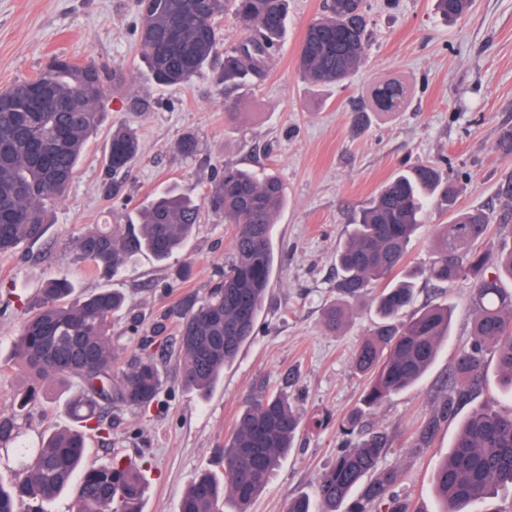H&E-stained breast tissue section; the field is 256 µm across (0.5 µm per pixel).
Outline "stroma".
<instances>
[{"label": "stroma", "mask_w": 512, "mask_h": 512, "mask_svg": "<svg viewBox=\"0 0 512 512\" xmlns=\"http://www.w3.org/2000/svg\"><path fill=\"white\" fill-rule=\"evenodd\" d=\"M134 0H0V89L33 76L54 55L108 65L120 82L107 87L101 125L91 138L62 197L49 208L44 239L0 253V411L22 408L19 445L36 448L44 436L71 427L65 404L76 380L50 385L47 397L21 405L31 376L13 359V341L25 306L51 277L68 278L76 294L115 288L126 309L112 324L124 351L152 354L163 378L157 400L145 409L108 402L89 431L85 467L112 458L141 464L147 487L141 512H178L199 473H222L217 450L233 432L250 397L281 393L303 412L295 446L282 460L249 512H285L290 499L314 495L322 471L336 460L339 423L367 387L352 360L377 320L371 296L350 305L337 334L321 327L324 308L340 298L336 249L360 210L392 175L422 161H443L457 187V206L491 217L485 246L512 247V153L500 147L512 132V0H474L456 22L442 19L433 0H369L368 59L344 85L318 88L297 71V53L323 0H288L283 38L257 85L225 94L213 59L191 83L160 87L149 78L136 44ZM385 81L402 83V111L374 110L371 93ZM367 110L356 127L353 115ZM134 131L140 153L129 172L112 173L106 146L117 126ZM194 135L198 151L183 156L177 144ZM269 171L281 179L288 203L278 217L276 265L256 332L225 367L207 396L184 387L175 322L168 313L185 297L205 296L231 253L235 229L203 211L177 261L143 255L107 279L89 271L76 248L91 226L126 223L156 193L177 188L202 197L224 165ZM448 216L429 207L412 238L407 264L416 274L414 308L451 307L449 336L433 365L414 384L365 413L361 435L383 433L379 467L396 475L395 489L408 512H436L433 473L459 425L482 405L512 410L497 384L494 356H486L471 399L443 416L448 376L470 343L474 314L471 280L427 278L435 235ZM193 267L175 284L177 262ZM163 333H156V326ZM428 440H421L422 431Z\"/></svg>", "instance_id": "35a3bbf8"}]
</instances>
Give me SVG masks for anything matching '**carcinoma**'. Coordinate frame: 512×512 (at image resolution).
Listing matches in <instances>:
<instances>
[{"instance_id":"carcinoma-1","label":"carcinoma","mask_w":512,"mask_h":512,"mask_svg":"<svg viewBox=\"0 0 512 512\" xmlns=\"http://www.w3.org/2000/svg\"><path fill=\"white\" fill-rule=\"evenodd\" d=\"M134 4L138 51L156 84L189 83L222 50L219 83L226 92L265 77L288 13V0H212L204 16L194 10L193 0H155L146 13L140 0ZM472 4L473 0H435L437 12L447 20L464 18ZM228 9L237 17L242 34L235 45L224 49L217 22ZM171 25L179 28L180 39L161 52L153 33ZM368 43L366 3L327 0L324 13L306 29L297 55L298 71L316 86L339 84L365 63ZM106 79L108 74L100 66L55 56L33 76L0 93V253L44 237L45 202L59 197L73 178L101 121ZM32 83L50 86L56 98L72 108L64 116L52 103L44 104L45 128L62 118L67 124L64 144L45 166L30 157L16 120L25 108L21 94ZM372 98L377 110L398 112L406 91L402 84L387 81L373 89ZM139 151L134 132L115 129L108 144V168L114 173L128 171ZM433 195L450 217L438 229L429 279L438 283L471 279L474 312L472 338L452 371L444 413H451L456 398L478 382L490 351L496 357L500 386L512 392V292L502 285L503 276L512 279V248L477 250L476 244L489 233L488 215L480 209L456 208L454 184L443 177L438 163L425 161L389 178L336 250L337 287L346 299L326 307L322 327L329 333L346 322L349 300L365 296L396 272L402 274L375 296L379 321L353 357L354 369L368 377L362 398L368 410L420 379L448 338L451 311L446 306H425L408 322H399L415 294L412 274L404 271L407 245L423 224ZM285 204L284 187L275 173L226 164L202 199L167 190L138 209L134 221L85 231L77 245L96 272L113 276L142 254L159 262L171 258L192 234L204 206L236 226L231 259L224 264L220 282L203 299H185L173 310L182 382L206 394L255 334L274 269V224ZM73 291L64 277L43 283L36 311L15 336L14 357L43 383L80 380L82 391L67 404L79 427L50 434L33 451L18 449L24 458L23 472L8 483L0 480V512H18L26 500H51L69 489L75 512H140L145 482L137 465L114 459L85 470L77 483L74 477L86 455L84 429L99 421L98 399L142 407L156 399L163 382L148 354L123 360L113 342L112 318L123 309L124 296L105 288L74 298ZM359 415L356 411L340 424L342 446L336 462L318 479L316 501L307 495L294 497L286 512H313L315 503L318 512H341L345 503L346 512H373L382 504L388 512H407L394 496V472L378 470L387 447L385 437L352 440ZM18 420L13 411L0 412L1 445L15 441ZM302 422L295 403L280 394L251 398L220 448L224 479L200 473L183 494L179 512H222L228 499L236 505L234 512H247L294 447ZM433 485L439 512H471L475 503L512 488V412L486 406L474 409L448 455L437 462ZM360 487L361 495L353 497Z\"/></svg>"}]
</instances>
